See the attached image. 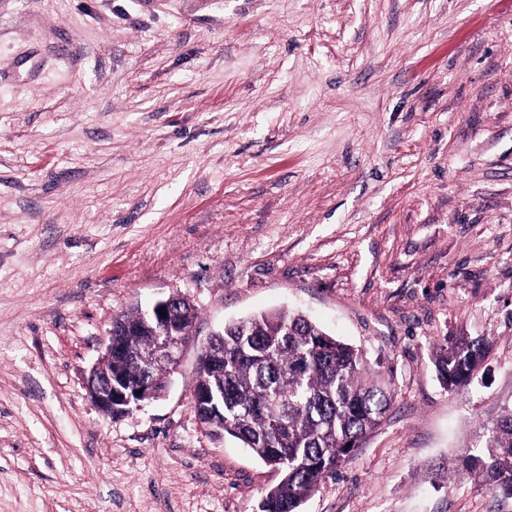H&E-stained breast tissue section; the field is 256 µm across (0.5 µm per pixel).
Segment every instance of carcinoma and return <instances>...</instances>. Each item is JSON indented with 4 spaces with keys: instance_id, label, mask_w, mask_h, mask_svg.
Here are the masks:
<instances>
[{
    "instance_id": "obj_1",
    "label": "carcinoma",
    "mask_w": 512,
    "mask_h": 512,
    "mask_svg": "<svg viewBox=\"0 0 512 512\" xmlns=\"http://www.w3.org/2000/svg\"><path fill=\"white\" fill-rule=\"evenodd\" d=\"M197 319L188 299L173 305L177 333H187ZM113 340L129 349L122 360L112 352V370L121 371L128 383L135 385L146 374L159 380L167 373L164 363L144 360L152 331ZM485 358L479 342L461 337L439 346L433 363L451 389L469 382ZM211 359L195 395L212 396L217 418L201 408L200 420L282 473L261 512H299L304 500L383 423L393 400L389 374L372 367L361 350L294 312L224 325ZM462 466L493 492L512 498V407L492 423L484 450L463 458Z\"/></svg>"
}]
</instances>
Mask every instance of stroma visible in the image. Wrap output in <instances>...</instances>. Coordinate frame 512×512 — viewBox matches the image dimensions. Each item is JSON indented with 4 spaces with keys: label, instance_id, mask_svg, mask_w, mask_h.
<instances>
[{
    "label": "stroma",
    "instance_id": "stroma-1",
    "mask_svg": "<svg viewBox=\"0 0 512 512\" xmlns=\"http://www.w3.org/2000/svg\"><path fill=\"white\" fill-rule=\"evenodd\" d=\"M171 294L166 394L98 410L113 319ZM280 310L394 388L301 512H512L448 469L512 405V0H0V512H258L279 471L191 391ZM198 316L197 309L187 298L178 300L173 305L172 320L176 323L178 334L187 333L198 319ZM486 358V350L477 341L465 337L440 345L433 363L441 381L449 389L466 384Z\"/></svg>",
    "mask_w": 512,
    "mask_h": 512
}]
</instances>
